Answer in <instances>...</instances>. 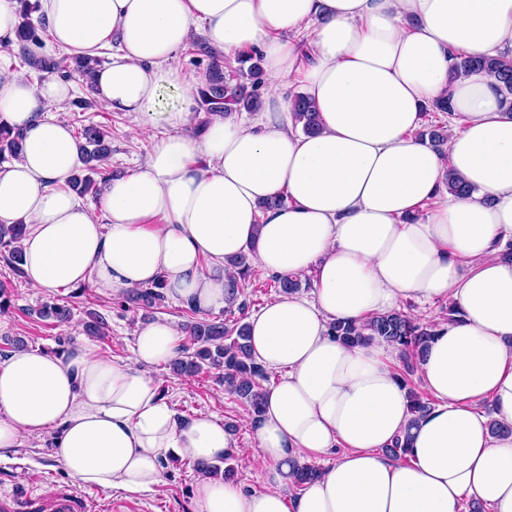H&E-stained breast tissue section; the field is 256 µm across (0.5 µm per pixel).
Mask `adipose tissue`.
Here are the masks:
<instances>
[{
    "label": "adipose tissue",
    "mask_w": 512,
    "mask_h": 512,
    "mask_svg": "<svg viewBox=\"0 0 512 512\" xmlns=\"http://www.w3.org/2000/svg\"><path fill=\"white\" fill-rule=\"evenodd\" d=\"M39 12L73 55L116 40L93 96L169 133L95 213L69 186L77 145L54 115L71 85L0 79V121L24 144L0 171V222L28 227L31 287L120 294L162 276L169 296L206 312L224 305L226 261L249 249L272 273L312 279L311 295L249 320L252 354L277 376L247 420L264 484L199 475L198 512H462L468 499L512 512V99L488 73L449 78L458 54L512 52V0H39ZM196 36L227 59L257 53L266 77L252 117L215 119L199 138L187 130L206 76L174 63ZM293 80L318 134L296 120ZM166 90L177 104L161 113ZM444 96L439 152L416 132ZM450 171L472 196L448 193ZM277 194L285 205L261 211ZM448 300L459 313L417 365L433 404L415 421L398 348L350 347L328 325ZM179 336L173 322L148 324L127 364L85 344L14 352L0 364V451L50 434L53 460L81 485L127 494L158 486L166 457L238 452L212 415L180 419L160 397L149 370L175 357ZM406 433L405 459L384 455ZM328 455L294 490L292 465Z\"/></svg>",
    "instance_id": "adipose-tissue-1"
}]
</instances>
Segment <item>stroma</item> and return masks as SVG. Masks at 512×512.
I'll list each match as a JSON object with an SVG mask.
<instances>
[{
	"label": "stroma",
	"instance_id": "stroma-1",
	"mask_svg": "<svg viewBox=\"0 0 512 512\" xmlns=\"http://www.w3.org/2000/svg\"><path fill=\"white\" fill-rule=\"evenodd\" d=\"M57 116L72 129L94 123L109 131L112 154L106 166L126 175L137 172L152 143L168 133L163 125L147 126L142 113L113 112L98 105L80 110L67 104L58 110ZM0 282L7 285L11 294L10 307L0 312V340L7 337L21 339L28 348L47 352L57 348L62 341L70 346L87 341L98 353L115 363L131 361L135 337L144 321L141 313L124 311L115 306L112 295L91 289L78 294L70 286L38 290L28 285L24 278L14 275L1 261ZM279 298L271 272L262 266H254L253 274L243 290L244 306L233 309L232 316L236 319L250 318ZM59 299L67 301L71 307L73 318L69 324L61 325L39 314L43 303ZM92 311L107 317L109 337L87 339L81 323ZM152 376L163 398L178 414L192 416L206 412L222 424L234 425V433L242 448L241 454L233 460L237 471L235 480L247 488L262 487L265 468L252 449L254 436L246 422V410L218 383L217 371L184 377L161 365L153 368ZM35 473L43 475V482L31 483L30 477ZM197 477L191 460L184 458L168 461L162 483L152 491L127 494L93 488L88 490L52 459L49 445L36 447L28 442L16 451L0 453V493L11 495L15 512H31L30 502L34 499L41 503L39 512H48L47 506L52 496L62 490L88 493L102 505L122 503L131 506L134 512H197L194 497Z\"/></svg>",
	"mask_w": 512,
	"mask_h": 512
}]
</instances>
